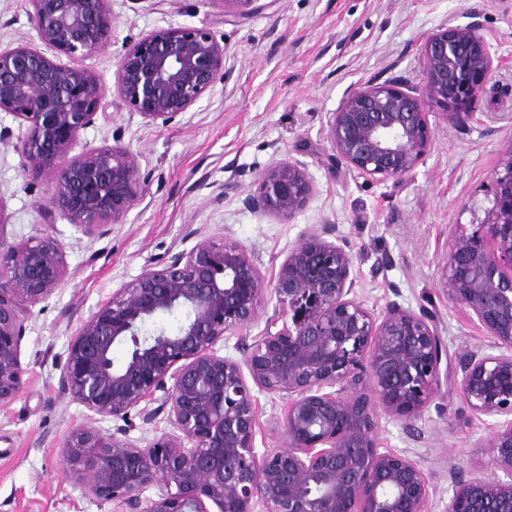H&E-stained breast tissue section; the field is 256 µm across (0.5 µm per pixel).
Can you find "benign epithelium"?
I'll use <instances>...</instances> for the list:
<instances>
[{
    "instance_id": "7a95c632",
    "label": "benign epithelium",
    "mask_w": 512,
    "mask_h": 512,
    "mask_svg": "<svg viewBox=\"0 0 512 512\" xmlns=\"http://www.w3.org/2000/svg\"><path fill=\"white\" fill-rule=\"evenodd\" d=\"M244 16L259 0H218ZM38 44L0 50V112L27 123L24 170L44 175V207L90 239L118 223L142 197L139 155L123 146L71 152L113 91L149 122L175 119L225 79L224 45L207 27L169 25L125 46L112 86L84 66L111 41L112 0H27ZM64 55L61 64L48 53ZM421 92L390 84L351 89L328 122L334 156L359 175L387 182L411 172L433 145L427 107L447 122L473 117L493 70L474 26L441 29L422 45ZM246 204L293 217L315 192L299 164L275 162ZM491 206L469 224L448 225L440 287L493 339L496 352L468 350L450 372L436 315L391 302L374 315L356 291L354 255L328 228L292 248L266 278L241 245L200 239L160 269L118 288L70 338L62 381L103 419L142 403L174 431L145 447L114 433L72 428L62 443L84 491L112 512H427L430 480L406 451L381 448V419L417 425L448 383L472 416L503 418L489 442L490 468L453 480L448 512H512V145L492 178ZM0 208V407L20 391V342L30 311L67 276L55 238L8 241ZM278 309L239 362L217 344L257 319L268 297ZM185 311L179 329L145 335L159 315ZM131 344L119 366L113 345ZM287 400L284 446L255 451L252 387ZM159 403L150 409L148 405ZM156 497H147L151 486Z\"/></svg>"
}]
</instances>
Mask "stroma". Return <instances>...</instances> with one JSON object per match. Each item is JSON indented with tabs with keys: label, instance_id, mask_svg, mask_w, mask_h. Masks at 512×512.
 I'll use <instances>...</instances> for the list:
<instances>
[{
	"label": "stroma",
	"instance_id": "35a3bbf8",
	"mask_svg": "<svg viewBox=\"0 0 512 512\" xmlns=\"http://www.w3.org/2000/svg\"><path fill=\"white\" fill-rule=\"evenodd\" d=\"M263 10L225 15L217 0H113L112 41L85 61L112 80L126 44L171 24L207 27L226 48L227 77L169 123L149 122L106 95L75 153L121 145L138 153L143 198L106 235L89 239L61 213L45 215L47 182L23 171L26 126L0 112V210L9 241L53 235L68 265L65 283L32 309L20 343L22 389L0 407V512H112L86 496L61 454L69 430L85 425L125 432L137 446L170 430L165 415L146 422L139 409L103 420L62 382L68 342L112 293L204 237L244 246L274 276L304 235L330 227L355 256L356 289L381 314L390 302L432 308L449 361L488 349L489 336L439 287L448 227L487 207L501 152L512 142V0H262ZM26 0H0V48L31 45ZM479 24L494 59L473 120L430 122L434 144L423 163L396 181L376 183L332 161L328 120L345 94L369 83L423 85L421 46L439 29ZM305 167L315 185L292 218L263 214L244 200L272 163ZM255 448L282 446L277 430L287 402L257 393ZM423 441L402 422L382 421V447L407 450L431 483L429 512H445L452 474L490 464L493 420L474 419L452 392L434 396Z\"/></svg>",
	"mask_w": 512,
	"mask_h": 512
}]
</instances>
